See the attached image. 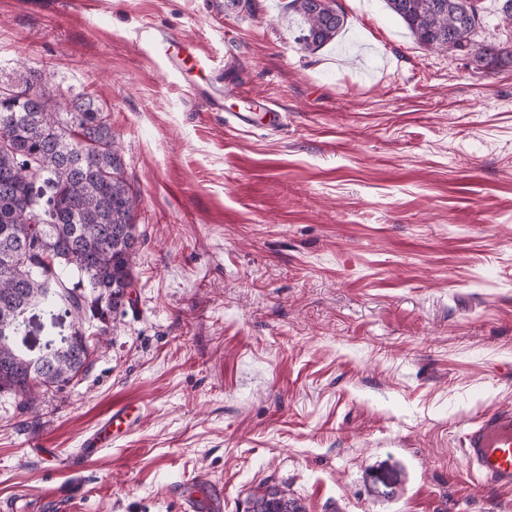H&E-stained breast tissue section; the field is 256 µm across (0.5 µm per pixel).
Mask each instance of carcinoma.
Instances as JSON below:
<instances>
[{
    "label": "carcinoma",
    "mask_w": 512,
    "mask_h": 512,
    "mask_svg": "<svg viewBox=\"0 0 512 512\" xmlns=\"http://www.w3.org/2000/svg\"><path fill=\"white\" fill-rule=\"evenodd\" d=\"M415 40L428 48L472 56L490 74L512 63V50L474 48L481 0H385ZM300 19L299 41L317 50L336 39L344 14L332 0H288ZM0 97V392L36 408L39 391H59L94 366L92 336H103L136 286L138 197L124 177L109 110L93 93L72 88L63 100L47 94L36 71L9 84ZM27 263L14 265L20 248ZM56 309L75 320L67 340L49 339L32 351L20 340L24 312ZM379 497L397 493L399 473L369 475ZM262 512H305L277 485L250 495Z\"/></svg>",
    "instance_id": "1"
}]
</instances>
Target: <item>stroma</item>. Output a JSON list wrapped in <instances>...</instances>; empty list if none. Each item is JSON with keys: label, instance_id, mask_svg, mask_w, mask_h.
<instances>
[{"label": "stroma", "instance_id": "obj_1", "mask_svg": "<svg viewBox=\"0 0 512 512\" xmlns=\"http://www.w3.org/2000/svg\"><path fill=\"white\" fill-rule=\"evenodd\" d=\"M287 2L0 0V84L94 92L140 196L137 286L90 373L35 413L0 393V502L183 512L173 486L206 478L224 512L267 484L306 512H512L458 449L512 409V64L421 46L385 0H335L310 51ZM146 26L215 65L176 76ZM127 402L139 423L66 468ZM385 464L390 499L366 484Z\"/></svg>", "mask_w": 512, "mask_h": 512}]
</instances>
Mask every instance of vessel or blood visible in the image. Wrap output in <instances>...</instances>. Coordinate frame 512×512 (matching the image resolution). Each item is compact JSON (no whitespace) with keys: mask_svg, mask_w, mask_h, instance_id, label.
<instances>
[{"mask_svg":"<svg viewBox=\"0 0 512 512\" xmlns=\"http://www.w3.org/2000/svg\"><path fill=\"white\" fill-rule=\"evenodd\" d=\"M140 38L146 47L162 53L169 67L188 76L210 65L209 56L201 51L182 52L174 49L171 38L151 27L143 28ZM140 416L139 408L128 404L113 407L108 417L87 437L81 458H88L111 447L113 441L129 431ZM460 452L467 466L479 480L499 488L512 487V411L497 410L483 414L459 427ZM176 495L184 502L186 512H223L224 486L210 482L198 488L179 486Z\"/></svg>","mask_w":512,"mask_h":512,"instance_id":"vessel-or-blood-1","label":"vessel or blood"}]
</instances>
